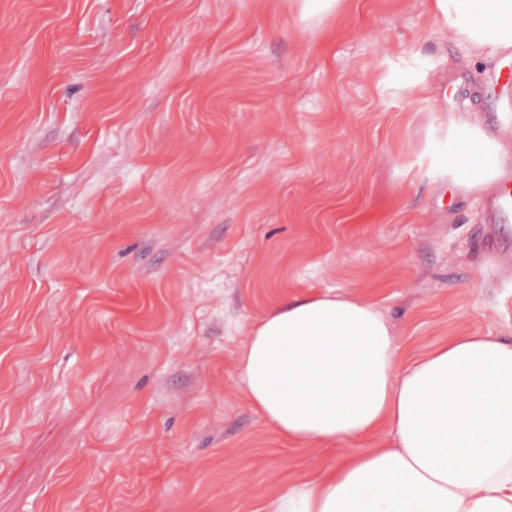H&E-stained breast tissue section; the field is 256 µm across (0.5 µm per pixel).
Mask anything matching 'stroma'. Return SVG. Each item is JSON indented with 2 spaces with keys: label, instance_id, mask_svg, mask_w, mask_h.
I'll return each mask as SVG.
<instances>
[{
  "label": "stroma",
  "instance_id": "stroma-1",
  "mask_svg": "<svg viewBox=\"0 0 512 512\" xmlns=\"http://www.w3.org/2000/svg\"><path fill=\"white\" fill-rule=\"evenodd\" d=\"M512 62L423 0H0V512H264L353 455L283 438L237 359L341 288L403 360L512 339L448 112L512 141ZM303 21L319 22L323 17L340 11L345 0H296Z\"/></svg>",
  "mask_w": 512,
  "mask_h": 512
}]
</instances>
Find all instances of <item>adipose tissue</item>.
I'll return each mask as SVG.
<instances>
[{
	"mask_svg": "<svg viewBox=\"0 0 512 512\" xmlns=\"http://www.w3.org/2000/svg\"><path fill=\"white\" fill-rule=\"evenodd\" d=\"M425 8L484 61L512 48V0ZM448 130L457 186L503 177L511 146L461 112ZM238 370L251 407L288 441L369 443L288 485L265 512H512V343L463 333L404 364L388 318L332 289L272 310Z\"/></svg>",
	"mask_w": 512,
	"mask_h": 512,
	"instance_id": "1",
	"label": "adipose tissue"
}]
</instances>
